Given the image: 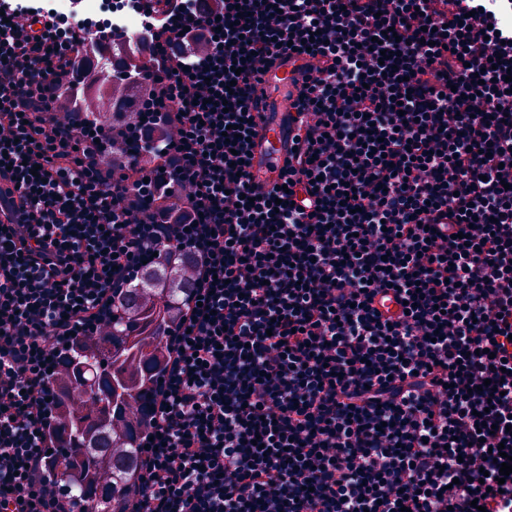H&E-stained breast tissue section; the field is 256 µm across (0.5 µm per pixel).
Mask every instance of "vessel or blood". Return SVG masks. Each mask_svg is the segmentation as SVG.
Returning a JSON list of instances; mask_svg holds the SVG:
<instances>
[{"label":"vessel or blood","mask_w":512,"mask_h":512,"mask_svg":"<svg viewBox=\"0 0 512 512\" xmlns=\"http://www.w3.org/2000/svg\"><path fill=\"white\" fill-rule=\"evenodd\" d=\"M293 66L283 62L270 68L265 76L270 96L263 104L271 117L256 140L253 174L256 182L266 183L275 176V168L288 146L284 121L288 111V91L292 86Z\"/></svg>","instance_id":"b4317fda"}]
</instances>
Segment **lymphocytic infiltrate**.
I'll list each match as a JSON object with an SVG mask.
<instances>
[{
    "instance_id": "f902f5d3",
    "label": "lymphocytic infiltrate",
    "mask_w": 512,
    "mask_h": 512,
    "mask_svg": "<svg viewBox=\"0 0 512 512\" xmlns=\"http://www.w3.org/2000/svg\"><path fill=\"white\" fill-rule=\"evenodd\" d=\"M163 154L108 161L56 86L112 35L0 0V512H83L55 371L192 252L118 512H512V18L497 0H133ZM205 43L204 54L186 45ZM292 149L253 179L264 76ZM237 134L226 137L228 126Z\"/></svg>"
}]
</instances>
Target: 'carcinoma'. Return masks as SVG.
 <instances>
[{"label":"carcinoma","mask_w":512,"mask_h":512,"mask_svg":"<svg viewBox=\"0 0 512 512\" xmlns=\"http://www.w3.org/2000/svg\"><path fill=\"white\" fill-rule=\"evenodd\" d=\"M132 55L134 48L120 45L110 56L112 68L127 73ZM90 70L96 76L87 82L84 75ZM120 85L122 91L115 92L112 72L105 70L102 58L86 56L56 94L68 111L81 113V125L90 131L109 119L122 126L126 114L134 111L131 76ZM193 264L187 253L147 260L114 302L105 322L110 331L96 340L82 337L68 352L57 389L52 463L77 478L69 495L90 512H115L120 493L133 483L148 394L163 368L165 331L173 308L183 305L195 288L177 270Z\"/></svg>","instance_id":"1"}]
</instances>
